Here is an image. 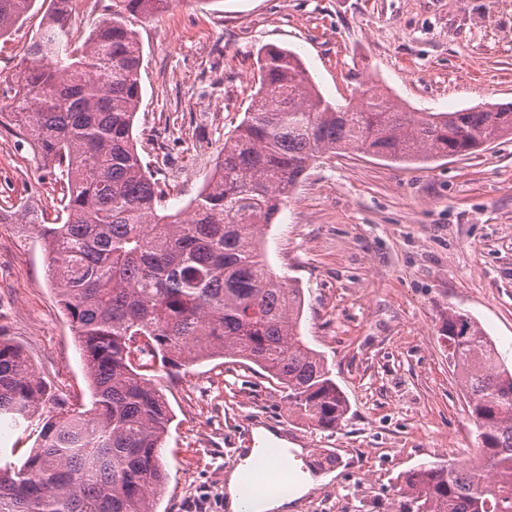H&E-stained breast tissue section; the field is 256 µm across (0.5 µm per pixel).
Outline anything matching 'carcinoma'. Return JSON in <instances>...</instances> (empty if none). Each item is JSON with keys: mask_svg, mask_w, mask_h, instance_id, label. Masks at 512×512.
<instances>
[{"mask_svg": "<svg viewBox=\"0 0 512 512\" xmlns=\"http://www.w3.org/2000/svg\"><path fill=\"white\" fill-rule=\"evenodd\" d=\"M72 0H50L27 47L19 85H0V125L17 129L65 184L59 222L0 212L36 235L50 282L81 347L91 407H61L23 350L0 334V417L29 422L45 405L35 447L0 464V512H156L172 419L161 368L215 356L277 380L289 409L318 430L348 400L303 339L301 290L268 265L259 235L322 154L361 152L404 164L465 156L512 136V103L412 112L367 89L327 100L300 56L257 52L258 84L214 171L168 212L133 136L142 46L133 20L170 0H112L86 40L72 38ZM36 0H0V37ZM442 337L477 428L479 464L423 465L404 476L410 512H512V367L479 322L448 310Z\"/></svg>", "mask_w": 512, "mask_h": 512, "instance_id": "carcinoma-1", "label": "carcinoma"}]
</instances>
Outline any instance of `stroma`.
Returning a JSON list of instances; mask_svg holds the SVG:
<instances>
[{
  "label": "stroma",
  "instance_id": "1",
  "mask_svg": "<svg viewBox=\"0 0 512 512\" xmlns=\"http://www.w3.org/2000/svg\"><path fill=\"white\" fill-rule=\"evenodd\" d=\"M45 0L0 39V82L41 28ZM143 49L137 150L183 207L257 89L255 53L296 52L325 98L372 88L416 112L512 102V0H175L135 24ZM61 185L0 127V210L54 212ZM272 270L304 296L301 331L350 410L313 429L257 366L222 357L166 369L172 420L157 512H225L226 477L261 426L330 474L294 512H407L403 477L476 453L464 387L440 336L471 314L512 366V137L407 166L362 153L309 167L263 234ZM0 332L51 394L89 404L84 362L34 236L0 223Z\"/></svg>",
  "mask_w": 512,
  "mask_h": 512
}]
</instances>
